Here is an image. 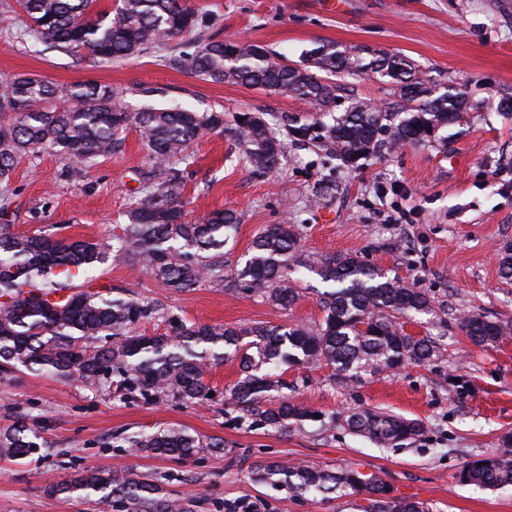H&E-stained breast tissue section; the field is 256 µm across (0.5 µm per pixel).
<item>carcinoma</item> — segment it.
<instances>
[{"label": "carcinoma", "mask_w": 512, "mask_h": 512, "mask_svg": "<svg viewBox=\"0 0 512 512\" xmlns=\"http://www.w3.org/2000/svg\"><path fill=\"white\" fill-rule=\"evenodd\" d=\"M35 39L66 52H87L95 62L167 46L197 29L199 15L184 0H119L94 11V0H18ZM306 62L291 65L249 42L200 38L188 60L193 73L214 83H234L283 94L317 105L322 117L285 119L271 113L199 112L184 102L132 109L112 86L81 82L61 91L53 83L24 74L0 87V200L10 194L16 166L39 149L66 157L74 176L112 150L132 127L139 132L152 167L139 172V199L128 223L114 239L64 240L49 234L22 235L0 224V375L25 369L85 385L120 397L147 402L173 400L200 406L210 400L206 371L232 357L239 377L225 388L237 422L287 430L293 423L316 420L315 413L281 393L285 369L330 366L344 381L359 382L409 364H424L438 346L405 331L401 319L434 311L430 296L363 262L356 254L303 253L293 224H271L253 238L240 269L224 273V243L241 219L218 210L201 221L185 219L182 195L189 146L207 132L233 139L243 157L264 172L279 168L286 143L274 127L284 125L294 142L326 146L344 167L370 156L390 133L402 145L425 143L435 132L456 124L467 106L466 93L439 86L419 67L396 54L366 59L334 43L306 52ZM373 74L391 85L392 100L382 107L352 99L335 108L345 87L336 79ZM137 256L148 272L175 292H189L206 280L234 293L258 295L287 307L299 298L292 274L304 269L329 284L314 324L256 325L170 321L161 335L135 333L146 321L166 317L164 308L136 298H106L77 290L72 281L113 258ZM69 292L58 303L49 293ZM460 327L472 344L495 346L512 334V322L467 312ZM351 433L380 446L397 445L424 431L418 419L357 408L338 417ZM130 447L157 456L186 460L224 448L175 427L128 437ZM47 447L39 429L25 422L0 430V458L24 459ZM258 481L314 498L337 491L367 496L364 512H426L416 502L400 501L391 487L358 469L336 472L304 464L269 462L257 467ZM479 488L512 485V435L501 438L498 452L467 462L458 474ZM55 493L106 505L120 502L129 512H185L182 504L159 496L153 483L110 471L85 470L53 489Z\"/></svg>", "instance_id": "1"}]
</instances>
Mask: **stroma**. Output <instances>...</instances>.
I'll list each match as a JSON object with an SVG mask.
<instances>
[{"label":"stroma","instance_id":"35a3bbf8","mask_svg":"<svg viewBox=\"0 0 512 512\" xmlns=\"http://www.w3.org/2000/svg\"><path fill=\"white\" fill-rule=\"evenodd\" d=\"M227 40L255 43L298 63L319 44L366 47L413 60L428 78L467 85L471 106L442 140L387 146L357 169L334 168L312 146H288L279 170H256L221 133L195 141L184 173V211L199 221L233 210L241 222L224 247V270L244 263L264 226L295 224L305 254L354 253L367 264L426 292L434 312L407 321V333L440 348L430 362L345 384L325 367L291 368L284 378L293 401L322 413L279 431L238 424L224 403L237 379V361L206 374L212 401L186 407L138 396L118 397L77 380L26 373L0 383V428L25 414L38 419L50 449L18 463L0 459V512H108L100 504L52 493L88 468L140 474L183 501L188 512H362L361 495L338 493L315 501L255 478L258 464L278 461L335 471L351 465L389 484L395 497L430 512H512V487L481 490L458 474L470 460L493 455L512 433V338L473 345L459 315L476 311L512 320V278L497 251L512 243V116L487 108V97L512 94V0H187ZM187 33L170 46L97 63L37 43L17 0H0V77L28 73L66 89L75 82L112 85L126 100L153 89L152 103L179 99L198 111L278 112L315 117L314 106L290 96L197 77L185 54ZM148 157L137 130L123 145L76 177H64L61 156L38 151L13 176L14 194L1 220L21 234L65 239L120 235L133 206L135 173ZM336 182L321 196V180ZM93 290L163 305L187 322L252 326L320 320L326 286L303 275L299 299L281 309L261 297L234 294L205 282L175 292L139 265L115 259L94 274ZM369 407L421 420L414 440L381 447L326 419ZM179 427L223 441L228 455L202 453L177 461L136 453L124 438Z\"/></svg>","mask_w":512,"mask_h":512}]
</instances>
